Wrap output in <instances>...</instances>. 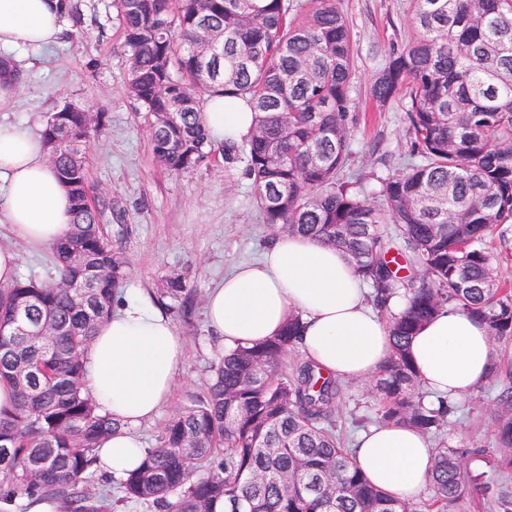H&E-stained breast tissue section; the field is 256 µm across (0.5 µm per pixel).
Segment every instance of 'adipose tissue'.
I'll return each mask as SVG.
<instances>
[{
    "instance_id": "ef3b65f1",
    "label": "adipose tissue",
    "mask_w": 512,
    "mask_h": 512,
    "mask_svg": "<svg viewBox=\"0 0 512 512\" xmlns=\"http://www.w3.org/2000/svg\"><path fill=\"white\" fill-rule=\"evenodd\" d=\"M62 11L61 0H0V46L52 47L63 34ZM203 121L219 148L249 138L255 117L225 111L223 98L214 97ZM46 153L42 137L0 123V223L31 245H51L70 232L71 199ZM367 295L345 252L309 237L283 235L259 260L237 265L210 289L205 314L223 354L276 336L291 314H300L304 358L338 379L364 381L392 353L386 323ZM185 348L169 316L145 297L126 300L98 325L85 352V384L100 411L123 423L98 453V469L111 478L124 479L142 462L136 429L170 401ZM408 351L434 397L457 400L488 376V329L463 312L436 315L410 339ZM432 454L427 439L404 426L370 428L352 450L368 480L403 501L415 499L429 483Z\"/></svg>"
}]
</instances>
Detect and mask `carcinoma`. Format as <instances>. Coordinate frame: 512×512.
I'll use <instances>...</instances> for the list:
<instances>
[{"mask_svg": "<svg viewBox=\"0 0 512 512\" xmlns=\"http://www.w3.org/2000/svg\"><path fill=\"white\" fill-rule=\"evenodd\" d=\"M128 74L126 90L149 116L154 161L189 172L215 152L203 126L207 97L224 111L258 113L253 135L221 148L245 163L272 230L344 250L362 274L393 339L391 358L369 384L377 422L413 427L436 442L432 512H458L477 485L467 448L450 445L455 406L424 404L409 339L445 309L481 319L496 340L512 337V283L489 247L512 222V0H410L414 37L389 52L369 93L405 100L410 161L364 179L353 162L354 52L337 0H113ZM223 38L208 57L194 44ZM20 73L0 58V83ZM92 118L69 104L46 121L48 158L72 201L71 230L52 246L53 276L0 287V380L15 404L0 410V503L37 496L60 512H112L107 492L88 487L101 441L122 427L87 391L84 353L112 313L127 261L103 224L112 203L88 201L83 143ZM395 225L394 234L379 225ZM406 300L390 310L389 300ZM187 314L186 279L173 273L153 294ZM47 336H19V324ZM302 323L214 362L206 390L166 421L122 499L158 512H416L373 485L340 436L341 383L297 349ZM495 416L498 452L512 471V392Z\"/></svg>", "mask_w": 512, "mask_h": 512, "instance_id": "obj_1", "label": "carcinoma"}]
</instances>
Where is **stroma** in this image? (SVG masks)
<instances>
[{
  "label": "stroma",
  "mask_w": 512,
  "mask_h": 512,
  "mask_svg": "<svg viewBox=\"0 0 512 512\" xmlns=\"http://www.w3.org/2000/svg\"><path fill=\"white\" fill-rule=\"evenodd\" d=\"M76 14L65 19L61 41L39 58L0 48L22 75L13 99L0 106V122L42 133L47 118L65 105L83 106L103 117L85 144L92 196L110 201L128 232L114 245L129 262L125 294H152L171 273L187 278L191 291L187 315L172 320L186 341L184 369L169 406L138 433L152 447L174 407L202 393L214 359L204 317L210 288L244 261L260 257L271 239L254 201V188L243 162L226 163L221 155L187 173H170L152 159L143 116L126 93L127 71L113 0H71ZM353 35L357 108L352 126L354 168L385 174L398 171L410 147L402 101L381 106L369 88L391 48L412 35L408 0H338ZM500 363L497 377L457 400L447 427L450 444L493 450V416L498 395L512 387V339L492 344ZM481 488L464 498L460 512H501V494L512 495V471L468 465Z\"/></svg>",
  "instance_id": "1"
}]
</instances>
